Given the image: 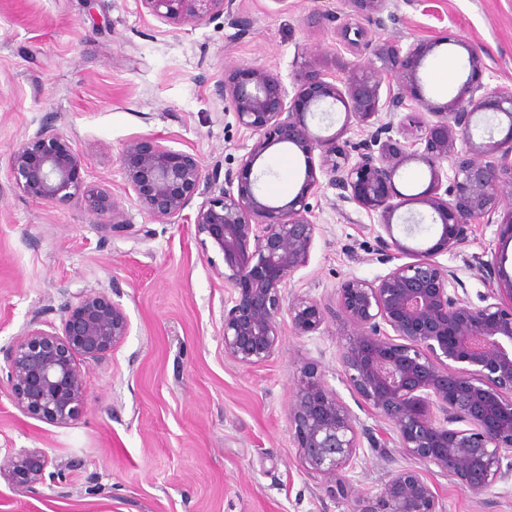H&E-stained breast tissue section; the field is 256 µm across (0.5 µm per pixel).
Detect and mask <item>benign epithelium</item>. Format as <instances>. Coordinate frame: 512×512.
Wrapping results in <instances>:
<instances>
[{"instance_id": "benign-epithelium-1", "label": "benign epithelium", "mask_w": 512, "mask_h": 512, "mask_svg": "<svg viewBox=\"0 0 512 512\" xmlns=\"http://www.w3.org/2000/svg\"><path fill=\"white\" fill-rule=\"evenodd\" d=\"M159 21L183 26L224 14L233 0H140ZM383 24L388 0H348ZM438 41H417L407 48L383 39L373 57L353 65L339 87L312 65L295 74L294 94L280 77L255 66L224 73L219 95L228 100L240 126L256 135L238 172L237 194L221 191L197 208L194 224L204 248L222 255L220 276L233 288L224 308V356L242 367L269 361L280 342V317L294 332H318L330 313L352 327L340 353L344 374L357 395L392 425L401 453L436 466L475 494L512 479L502 458L512 455V276L500 274L501 258L485 264L497 285L472 306L455 269L436 256L465 243L474 223H493L512 203V89L481 81L483 57L467 48L469 75L442 105L421 94L418 70ZM388 86L381 101L384 78ZM414 102L434 121L408 153L392 137L394 122L374 126L382 107L397 112ZM339 103L345 120L328 136L316 134L310 117L323 105ZM481 112L508 121L501 140L480 141L472 130ZM369 128L355 147L345 149L351 123ZM298 148L305 163L299 191L275 205L257 195L252 174L273 146ZM411 161L429 170L427 188L414 196L395 186L399 170ZM125 189L151 218L167 222L182 214L204 182L217 183L219 166L207 169L193 153L174 150L159 140L128 141L120 155ZM82 160L71 141L52 123L25 139L10 157L18 189L35 201L54 206L79 203L91 217H108L114 232L133 228L106 185H86L79 176ZM380 222L378 260L387 264L404 255L373 280L351 277L337 292L336 308L306 296L287 299L291 277L307 266L317 225L308 217L307 198L320 178ZM432 212L438 239L424 248L394 236L393 217L407 204ZM123 308L96 291H82L68 305L61 326L46 330L32 323L5 353L0 381L25 414L64 426L81 411L85 389L79 359L100 360L128 335ZM302 467L325 478L342 475L359 457L361 432L349 408L329 390L314 369L301 371L288 408ZM48 455L24 450L8 460L4 474L14 489L26 491L46 479ZM358 512H443L425 475L415 469L389 472L380 493L362 501Z\"/></svg>"}]
</instances>
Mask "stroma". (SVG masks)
<instances>
[{
  "label": "stroma",
  "mask_w": 512,
  "mask_h": 512,
  "mask_svg": "<svg viewBox=\"0 0 512 512\" xmlns=\"http://www.w3.org/2000/svg\"><path fill=\"white\" fill-rule=\"evenodd\" d=\"M383 19L377 28L353 15L347 0H234L232 15L175 28L139 0H0V351L33 320L59 325L83 290L106 294L130 320L118 348L83 362V408L68 425L23 413L0 389V465L40 448L64 475L25 494L0 477V512H357L389 471L414 466L444 512H512V480L476 494L392 447L363 446L354 468L336 480L309 474L288 422L301 369L315 368L361 427L390 428L342 371L349 325L331 317L319 333L298 336L284 321L270 361L233 363L224 356L232 288L217 274L222 256L203 250L195 207L160 222L124 190L119 155L134 138L237 170L254 138L216 92L237 65L269 69L289 86L307 63L342 82L352 63L371 57L378 36L404 46L437 37L419 71L427 100L445 103L469 73L461 67L438 90L437 58H463L471 47L487 65L483 81L512 89V0H432L428 11L389 0ZM352 20L369 37L355 48L340 36ZM447 33L453 41H444ZM47 122L79 152L83 182L109 186L133 231L104 232L79 205L39 203L14 186L12 151ZM254 174L256 192L284 204L303 182L304 157L273 146ZM308 203L319 232L287 295L332 306L344 280L387 272L377 259L379 218L324 182ZM394 234L415 247L438 228L425 207L408 204L395 215ZM500 250L512 276V241L501 242L498 225L476 224L464 245L437 260L457 270L478 306L492 286L482 266Z\"/></svg>",
  "instance_id": "stroma-1"
}]
</instances>
